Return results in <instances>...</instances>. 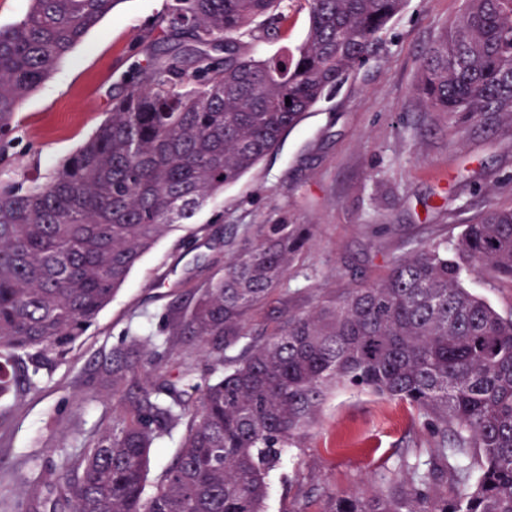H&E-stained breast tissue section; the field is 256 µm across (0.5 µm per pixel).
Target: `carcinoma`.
Listing matches in <instances>:
<instances>
[{
  "label": "carcinoma",
  "instance_id": "carcinoma-1",
  "mask_svg": "<svg viewBox=\"0 0 512 512\" xmlns=\"http://www.w3.org/2000/svg\"><path fill=\"white\" fill-rule=\"evenodd\" d=\"M123 0H31L0 28V164L19 104ZM290 0H169L162 41L137 65L94 134L43 182L0 188V397H22L96 322L141 257L238 181L301 116L378 48L406 0H305L291 52ZM432 112L512 114V0H466L421 61ZM291 104H286V100ZM309 239L303 224H262L224 272L172 312L205 383L183 357L163 371L151 340L112 351L102 382L112 425L69 462L68 512H264L268 472L340 385L430 417L442 435L377 496L336 492L322 512H512V316L464 288L487 265L512 283V209L491 205L449 246H420L376 282L290 314L224 368L251 311L282 284ZM182 431L155 482L150 452ZM451 468V495L434 486ZM288 9L287 32L283 41L274 44H264L261 50L268 55L280 51L284 46L289 48L298 46L305 38L308 29V9L304 0H292ZM300 1V2H299Z\"/></svg>",
  "mask_w": 512,
  "mask_h": 512
}]
</instances>
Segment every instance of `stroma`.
Listing matches in <instances>:
<instances>
[{"label":"stroma","instance_id":"35a3bbf8","mask_svg":"<svg viewBox=\"0 0 512 512\" xmlns=\"http://www.w3.org/2000/svg\"><path fill=\"white\" fill-rule=\"evenodd\" d=\"M166 3L122 0L22 103L0 185L48 177L91 136L124 93V76L158 43ZM463 5L407 0L337 93L146 252L74 351L24 398L0 400V512H49L60 498L67 463L112 421L101 368L114 348L148 337L157 362L185 355L201 363L195 346L170 344L167 316L192 304L259 225L282 219L307 225L311 236L281 288L250 313L245 338L227 352L234 360L287 314L377 281L391 261L456 237L488 205L512 206V118L433 112L417 91L424 53ZM464 285L512 315V283L482 268ZM439 442L430 419L408 404L338 389L271 472L266 510L321 512L329 493L375 495L401 459L424 462Z\"/></svg>","mask_w":512,"mask_h":512}]
</instances>
